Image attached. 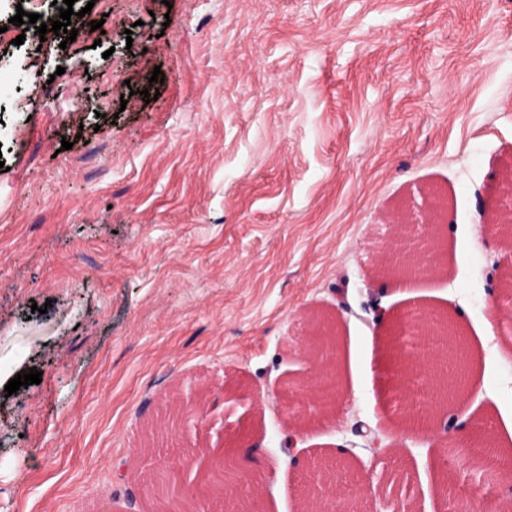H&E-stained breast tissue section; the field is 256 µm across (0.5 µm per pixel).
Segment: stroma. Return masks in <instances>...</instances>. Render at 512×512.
<instances>
[{"label":"stroma","mask_w":512,"mask_h":512,"mask_svg":"<svg viewBox=\"0 0 512 512\" xmlns=\"http://www.w3.org/2000/svg\"><path fill=\"white\" fill-rule=\"evenodd\" d=\"M73 8L84 16L64 44L10 22L21 9L50 23L52 0H0V512H125L146 494L136 461L168 470L218 441L198 417L145 455L142 424L176 389L228 377L244 384L219 403L228 429L249 432V404L263 408L261 446L241 451L271 472L262 512H297L302 466L348 445L349 494L371 471L419 512L512 498L465 462L439 494L429 463L454 450L387 421L395 338L372 312L457 318L485 382L447 417L503 430L512 354L480 339L512 326L491 319L500 253L478 212L512 164V0ZM424 188L448 197L447 277L368 284L382 213ZM342 301L347 397L284 451L276 392L297 367L300 313ZM33 368L40 383L7 393Z\"/></svg>","instance_id":"obj_1"}]
</instances>
